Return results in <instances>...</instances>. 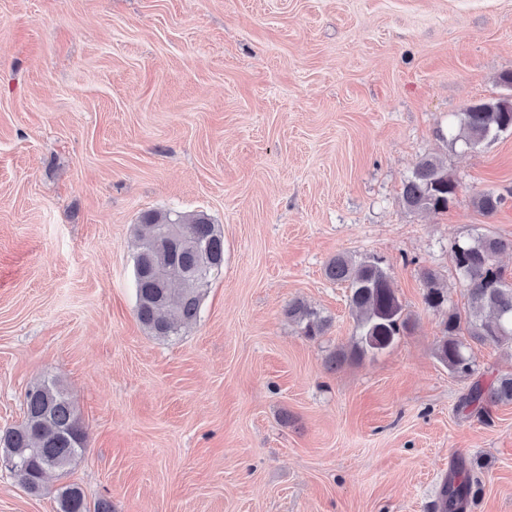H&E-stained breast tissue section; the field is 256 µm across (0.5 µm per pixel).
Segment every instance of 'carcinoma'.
Listing matches in <instances>:
<instances>
[{
  "mask_svg": "<svg viewBox=\"0 0 512 512\" xmlns=\"http://www.w3.org/2000/svg\"><path fill=\"white\" fill-rule=\"evenodd\" d=\"M457 132L451 142L462 141L476 147L502 133L512 132V102L504 99L479 101L456 115ZM458 185L448 174L444 162L436 157L422 159L405 180L403 205L413 212L439 213L448 209ZM506 198L480 193L473 206L484 215L493 214ZM173 224H184L192 236L189 247L180 252L153 250L152 241L164 236ZM133 253L136 318L149 333L161 339L179 334L196 323L201 303L212 281L221 272L224 236L218 225L203 214L152 211L135 225ZM512 247V242L480 235L453 247L458 274L466 286L470 310L466 314L448 312L445 333L437 356L448 369L461 376L474 373L471 343L512 346V281L494 262L495 256ZM325 276L347 285L349 307L356 318L354 354L382 352L411 330V319L390 275L377 259L353 261L343 255L332 258ZM423 301L429 308H440L448 295L439 287L435 272H423ZM288 316L303 326L305 336L321 335L326 319L300 302L288 305ZM512 401V377L502 376L488 385L475 382L463 398L464 407L477 413L491 405ZM3 455L20 469L17 473L28 491L39 492L47 477L68 473L84 451L85 431L63 385L54 378L32 384L25 393V419L3 432ZM474 497V480L466 462H459L446 479L434 512H465ZM57 512H112L111 504L99 499L89 504L77 484L61 488Z\"/></svg>",
  "mask_w": 512,
  "mask_h": 512,
  "instance_id": "1",
  "label": "carcinoma"
}]
</instances>
